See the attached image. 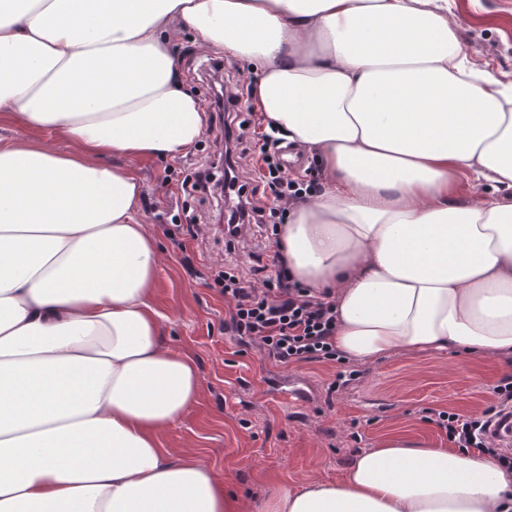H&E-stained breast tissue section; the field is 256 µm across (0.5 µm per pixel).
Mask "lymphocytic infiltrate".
Wrapping results in <instances>:
<instances>
[{
  "mask_svg": "<svg viewBox=\"0 0 512 512\" xmlns=\"http://www.w3.org/2000/svg\"><path fill=\"white\" fill-rule=\"evenodd\" d=\"M214 86L212 107L224 115V138L239 146L250 139L248 121L237 120L234 107L241 105L244 87L226 81L223 64H214L207 73ZM282 137L275 132L261 135L258 146L266 170L261 183L272 199L264 201L250 195L231 212L226 224L225 249L230 259L215 270L214 282L224 292L229 304V322L237 335L248 337L270 359L290 366L302 362L338 360L332 337L336 328V304L290 279L274 257L278 269L267 274L265 266L242 268L232 254L238 243L250 235H267L271 218L285 214L290 202L316 196V180L298 178L285 171L277 160ZM498 402L482 414L463 416L447 411L424 409L425 421L444 430L449 441L460 448L491 451L507 467H512V452L493 446L489 432L494 416H512V376L503 378L495 388Z\"/></svg>",
  "mask_w": 512,
  "mask_h": 512,
  "instance_id": "obj_1",
  "label": "lymphocytic infiltrate"
}]
</instances>
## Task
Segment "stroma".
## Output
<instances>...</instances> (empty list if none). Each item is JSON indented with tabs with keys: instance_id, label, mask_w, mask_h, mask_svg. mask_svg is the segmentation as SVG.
Wrapping results in <instances>:
<instances>
[{
	"instance_id": "1",
	"label": "stroma",
	"mask_w": 512,
	"mask_h": 512,
	"mask_svg": "<svg viewBox=\"0 0 512 512\" xmlns=\"http://www.w3.org/2000/svg\"><path fill=\"white\" fill-rule=\"evenodd\" d=\"M448 11L468 58L512 83V0H448ZM173 53L184 86L207 106L212 91L193 68L215 58V51L203 49L196 31L186 27ZM136 168L145 185L140 219L162 252L155 294L166 316L162 334L171 347L192 354L202 381L198 404L161 434V445L198 453L226 475L252 512H262L279 488L342 480L355 453L395 433L448 447L445 432L424 421L422 409L468 416L496 404L495 386L512 375V360L505 357L403 353L360 365L356 381L333 391L340 363L283 367L241 342L228 326L229 308L212 276L224 257L223 233L197 242L174 228L190 215L222 225L223 197L184 196L179 158L143 159ZM290 388L305 393L301 405L282 399Z\"/></svg>"
}]
</instances>
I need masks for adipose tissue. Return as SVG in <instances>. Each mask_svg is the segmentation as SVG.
Segmentation results:
<instances>
[{
    "label": "adipose tissue",
    "instance_id": "adipose-tissue-1",
    "mask_svg": "<svg viewBox=\"0 0 512 512\" xmlns=\"http://www.w3.org/2000/svg\"><path fill=\"white\" fill-rule=\"evenodd\" d=\"M185 26L255 67V111L316 158L277 246L335 299L337 351L512 356V87L448 0H0V112L70 144L0 147V512H249L160 444L201 381L161 333L132 164L205 130ZM266 512H512V469L395 434Z\"/></svg>",
    "mask_w": 512,
    "mask_h": 512
}]
</instances>
